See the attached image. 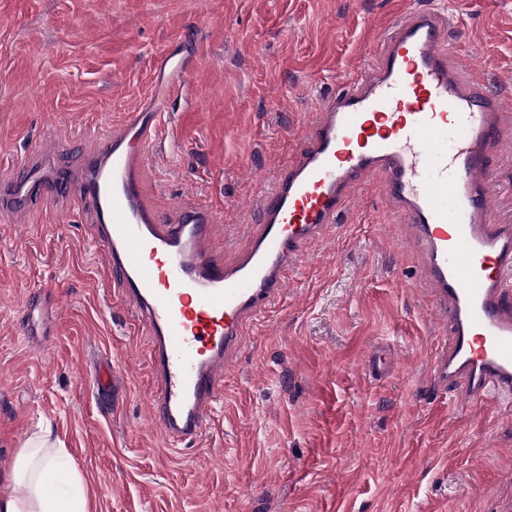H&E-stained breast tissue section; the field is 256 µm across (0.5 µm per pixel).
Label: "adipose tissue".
Masks as SVG:
<instances>
[{"label": "adipose tissue", "mask_w": 512, "mask_h": 512, "mask_svg": "<svg viewBox=\"0 0 512 512\" xmlns=\"http://www.w3.org/2000/svg\"><path fill=\"white\" fill-rule=\"evenodd\" d=\"M56 468L64 473L70 490L51 496L45 491L46 474ZM8 481L10 490L0 496V512H90L80 473L61 442L54 439L50 422L39 424L24 443Z\"/></svg>", "instance_id": "ef3b65f1"}]
</instances>
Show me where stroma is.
Wrapping results in <instances>:
<instances>
[{"instance_id":"1","label":"stroma","mask_w":512,"mask_h":512,"mask_svg":"<svg viewBox=\"0 0 512 512\" xmlns=\"http://www.w3.org/2000/svg\"><path fill=\"white\" fill-rule=\"evenodd\" d=\"M411 0H0V175L47 138L75 156L142 98L174 96L144 195L218 213L225 257L298 150L324 96L367 66ZM454 57L512 90V0H429ZM180 47L186 78L159 74ZM343 235L308 245L286 295L224 374L205 436L166 447L147 408L149 338L104 285L89 218L35 208L0 223V494L50 421L94 512H495L512 495V407L430 386L443 338L415 279L405 225L374 184ZM59 296L26 310L47 282ZM390 350L387 374L364 368ZM111 362L109 402L87 382Z\"/></svg>"}]
</instances>
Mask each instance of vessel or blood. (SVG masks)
Returning a JSON list of instances; mask_svg holds the SVG:
<instances>
[{"label":"vessel or blood","instance_id":"vessel-or-blood-1","mask_svg":"<svg viewBox=\"0 0 512 512\" xmlns=\"http://www.w3.org/2000/svg\"><path fill=\"white\" fill-rule=\"evenodd\" d=\"M451 24L416 5L381 32L374 63L323 101L301 152L270 178L234 261L210 249L213 210L173 209L163 193L144 200L143 169L166 151L165 100L144 99L77 164L38 147L0 183L1 219L40 203L91 216L110 286L150 336L149 414L165 441L205 435L249 327L285 295L303 246L342 224L373 177L396 222L412 228L430 311L451 335L433 386H459L475 404L512 402V225L495 211L512 98L476 69L449 66Z\"/></svg>","mask_w":512,"mask_h":512}]
</instances>
